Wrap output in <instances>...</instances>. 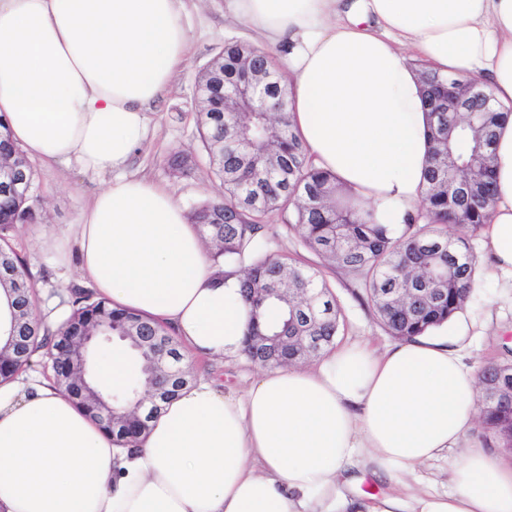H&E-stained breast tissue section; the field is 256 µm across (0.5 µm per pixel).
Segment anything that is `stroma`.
I'll return each instance as SVG.
<instances>
[{
	"label": "stroma",
	"mask_w": 512,
	"mask_h": 512,
	"mask_svg": "<svg viewBox=\"0 0 512 512\" xmlns=\"http://www.w3.org/2000/svg\"><path fill=\"white\" fill-rule=\"evenodd\" d=\"M225 0H189L190 47L185 67L159 106L148 115L149 134L145 144L134 154L130 173L144 175L171 190L184 208L221 198L224 189L200 161L201 142L196 130L194 109L195 79L225 41H250L248 27L230 18L224 10ZM180 152L197 158V165L187 176H173L167 166L171 154ZM41 215L32 224L19 225L15 244L27 261L36 282L35 305L44 308L55 296L79 287L75 266H61L56 257L39 253L36 239L48 231L69 236L80 213L104 185L99 177H91L74 168L49 167L35 163ZM323 275L335 293L341 309L342 324L335 340L336 347L367 345L383 352L395 340L375 320L367 304L355 299L353 275L324 268ZM479 283L463 309L448 324V344L474 368L486 362L512 360V290L503 280L479 275ZM194 375L214 378L224 389L240 390L257 374V366L238 356H229L223 365L214 366L200 359L190 362ZM454 453L418 466L413 472L366 481L359 486L362 496L399 495L405 500L426 495H444L451 488V467Z\"/></svg>",
	"instance_id": "obj_1"
}]
</instances>
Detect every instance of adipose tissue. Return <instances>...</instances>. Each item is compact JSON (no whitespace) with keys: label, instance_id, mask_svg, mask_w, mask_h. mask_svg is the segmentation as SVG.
Segmentation results:
<instances>
[{"label":"adipose tissue","instance_id":"obj_1","mask_svg":"<svg viewBox=\"0 0 512 512\" xmlns=\"http://www.w3.org/2000/svg\"><path fill=\"white\" fill-rule=\"evenodd\" d=\"M278 58L293 126L316 166L383 224L419 203L429 117L417 62L470 75L506 105L496 203L477 263L512 282V0H226ZM185 0H0V121L46 165L106 178L75 227L83 284L169 328L186 356L238 354L248 310L214 279L173 194L129 173L148 114L184 67ZM477 376L447 342L375 355L356 345L311 367H269L242 394L201 378L122 445L52 383L0 385V512H409L367 508L366 475L462 448L448 494L419 512H512V463L463 448Z\"/></svg>","mask_w":512,"mask_h":512}]
</instances>
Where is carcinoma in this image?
Instances as JSON below:
<instances>
[{
	"mask_svg": "<svg viewBox=\"0 0 512 512\" xmlns=\"http://www.w3.org/2000/svg\"><path fill=\"white\" fill-rule=\"evenodd\" d=\"M424 98L431 107L432 150L418 213L402 224H379L336 176L315 166L294 133L289 112L224 114V92L241 84L259 87L288 105V86L272 56L243 41H227L199 72L195 115L210 172L224 197L196 205L190 224L208 244L224 277L240 279L241 301L249 319L239 354L261 366L299 363L307 337H316L311 356L333 347L341 307L319 268L297 265L274 250L275 236L260 223L269 212H287L288 228L325 264L355 276L356 295L372 308L393 337L412 341L450 322L473 294L477 280L469 239L483 230L495 203L492 149L498 113L494 103L474 100L473 79L455 76L453 96L475 102L480 113L448 112V78L420 67ZM441 111L434 112L432 107ZM172 174L189 173L196 161L175 155ZM37 176L29 158L6 129L0 130V285L10 299L9 331L32 332L26 354L18 359L0 349V382L15 378L30 356L43 351L52 382L64 388L109 436L123 445L139 441L149 420L138 413L137 399L165 385L152 371L158 341L168 342L181 363L179 343L151 318L112 307L83 288L70 290L69 312L52 329L34 304L33 277L13 245V232L36 218ZM457 233H448V225ZM126 337L135 369L118 389L92 382L76 361L69 337L90 330ZM480 425L500 446L512 447V363L491 361L478 374ZM128 407L121 420L101 417L100 396Z\"/></svg>",
	"mask_w": 512,
	"mask_h": 512,
	"instance_id": "carcinoma-1",
	"label": "carcinoma"
}]
</instances>
